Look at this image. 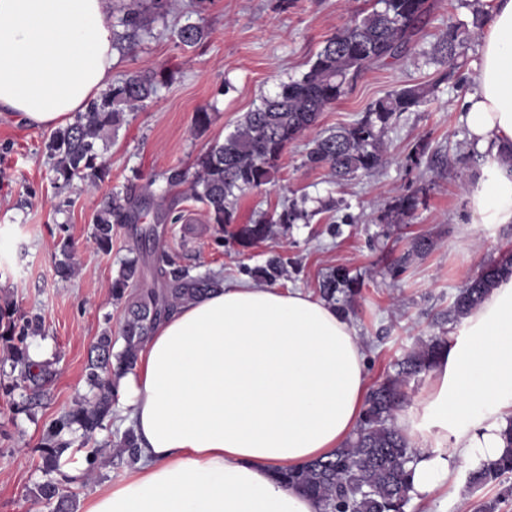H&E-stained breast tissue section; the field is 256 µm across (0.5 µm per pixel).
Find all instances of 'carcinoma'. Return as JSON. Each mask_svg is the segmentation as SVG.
<instances>
[{"mask_svg":"<svg viewBox=\"0 0 512 512\" xmlns=\"http://www.w3.org/2000/svg\"><path fill=\"white\" fill-rule=\"evenodd\" d=\"M380 8L346 23L328 38L316 53L309 69L300 78L280 85L279 91L253 111L246 113L235 130L214 142L199 155L192 167H173L166 173L170 186L187 184L191 196L204 204L209 223L231 226V238L243 248L262 243L275 235V227L287 230L307 217L304 210L288 205L278 213L262 216L249 224L235 223L236 193L259 188L271 182L278 162L288 145L311 130L321 112L336 104L348 87L366 70L391 65L408 50L428 14V0H377ZM169 0H150L147 8L133 0L121 25L125 33L114 31V48L127 42L133 49L140 32L149 29L152 17L167 11ZM209 35L204 19L181 26L176 33L178 45L194 48ZM463 49L460 27L448 29L432 45L431 54L452 62ZM167 83L164 71L132 72L92 101L87 111L77 115L73 124L53 133L47 145L49 159L57 179L66 186L78 178L95 187L106 175L98 160L96 141L101 134L121 123L124 113L137 112ZM429 90L405 86L371 102L353 123L328 133H319L307 143L305 164L326 166L338 181L350 180L371 172L386 161L384 134L392 121L411 112L427 100ZM148 181L139 194L112 193L102 202L91 232L92 244L105 254L112 253L115 225L136 224L147 208ZM420 200L415 195L400 198L394 209L411 217ZM62 259L56 263L58 275L69 279L75 273L73 245L60 242ZM286 262L270 258L259 269L262 277L273 282L285 272ZM512 274V253L506 251L470 278L448 308V316L459 320L480 305L485 295L503 277ZM143 271L136 257L121 262L112 279V297L123 304L120 328L122 347L114 350L112 329L98 336L87 365V380L92 396L75 403L52 420L41 439V471L46 479L36 485V497L53 506L52 512H75V493L67 487L69 479L51 477L60 471L64 453L72 447L71 436L80 435L81 445L112 426L113 400L119 378L134 369L140 350L161 318L169 311L193 301L218 287L223 279L215 274H193L166 255L155 268L162 289L139 286ZM358 292L356 281L346 270L338 269L322 281L320 295L336 305ZM13 308H0V322L7 321L0 339L9 343L13 367L19 369L22 382L28 383V399L40 400L52 373L48 366L30 358L25 344L31 320L24 319L15 331ZM449 341L434 336L412 350L398 363V370L386 376L369 392L360 424L353 436L334 454L280 473L282 484L304 490L321 505V512H405L411 499L407 465L414 460L409 444L395 425V411L403 402V387L436 364ZM505 449L495 461L469 472L468 484L474 488L495 484L512 474V426L503 432ZM115 448L136 463L140 450L133 429H127Z\"/></svg>","mask_w":512,"mask_h":512,"instance_id":"1","label":"carcinoma"}]
</instances>
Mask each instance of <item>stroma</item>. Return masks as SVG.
<instances>
[{
	"label": "stroma",
	"mask_w": 512,
	"mask_h": 512,
	"mask_svg": "<svg viewBox=\"0 0 512 512\" xmlns=\"http://www.w3.org/2000/svg\"><path fill=\"white\" fill-rule=\"evenodd\" d=\"M471 0H436L410 51L384 67H373L353 90L322 112L316 128L350 124L385 94L407 85L433 87L425 104L402 113L388 130V160L377 170L342 183L327 169L303 163L305 139L289 144L274 180L238 195L237 223L259 213L281 210L294 202L308 213L287 234L241 248L232 240L216 245L202 203L188 185L169 186L166 173L190 165L215 141L233 132L262 98L275 95L280 83L300 78L325 40L355 15L373 9L375 0H173L166 16L155 18L139 45L120 56L113 79L132 71H164L167 83L158 95L124 122L97 150L108 173L98 187L73 180L60 188L46 144L50 130L18 125L0 116V306L13 303L27 315L42 317L41 328L28 335L30 355L48 364L55 376L41 404L16 411L22 403L19 380L8 350L0 341V512H50L34 498L43 481L39 446L45 426L75 401L90 395L86 365L91 345L104 329H119L122 306L111 284L120 263L135 247L142 228L156 229L154 246L140 252L141 287L154 286L160 254L170 255L197 272L222 275L232 282L262 267L271 256L287 263L277 281L282 288L318 294L323 278L345 269L357 279L359 292L347 311L362 345L370 383L381 381L395 361L429 336L456 339L459 322L448 307L467 279L512 248L511 224H477L469 193L479 170L464 158L469 149L461 120L464 98L478 75L479 49L486 32L475 26ZM204 19L209 36L184 49L173 32ZM461 24L465 63L456 70L430 60L436 37ZM211 114L202 132L192 126L197 110ZM427 153L447 155L448 167L412 166L416 145ZM151 185L157 204L140 223L118 227L111 254L89 242L93 219L103 199L126 187ZM417 194L413 217L391 223L395 199ZM70 236L78 268L70 279L55 272L58 242ZM428 236L433 245L423 256L403 261L410 241ZM124 432L120 424L101 431L96 443L73 451L64 472L74 480L78 501L98 488L117 484L135 471L114 449H97ZM101 451L104 465L89 469L86 459ZM499 487L470 488L466 474L445 491L409 501L405 512H477L479 504L498 500Z\"/></svg>",
	"instance_id": "stroma-1"
}]
</instances>
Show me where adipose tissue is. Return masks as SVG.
I'll return each instance as SVG.
<instances>
[{
  "instance_id": "1",
  "label": "adipose tissue",
  "mask_w": 512,
  "mask_h": 512,
  "mask_svg": "<svg viewBox=\"0 0 512 512\" xmlns=\"http://www.w3.org/2000/svg\"><path fill=\"white\" fill-rule=\"evenodd\" d=\"M481 65L463 108L483 157L477 223L512 222V0H489ZM112 0H0V113L67 125L107 86L117 56ZM142 462L83 512H321L280 470L341 447L368 394L350 321L302 290L242 280L180 306L119 382ZM414 453L415 499L497 459L512 426V277L463 319L417 405L396 413Z\"/></svg>"
}]
</instances>
